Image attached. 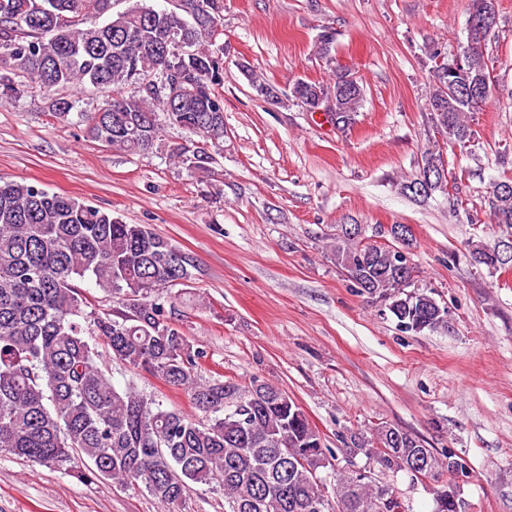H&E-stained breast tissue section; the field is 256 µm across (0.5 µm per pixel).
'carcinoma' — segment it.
<instances>
[{"mask_svg":"<svg viewBox=\"0 0 512 512\" xmlns=\"http://www.w3.org/2000/svg\"><path fill=\"white\" fill-rule=\"evenodd\" d=\"M0 0V100L30 89L90 87L105 93L98 110L81 117L90 138L129 154L160 146L163 125L200 138L188 153L168 150L189 169L209 173L211 149L224 143V0H173L156 10L129 0ZM495 28L473 35L461 74L494 84L486 42ZM336 36L316 42L330 68L328 82L297 79L284 96L277 86L244 69L254 96L306 110L319 96L336 94L331 120L348 129L364 102L361 89L343 88L347 72L336 61ZM433 90L425 103L433 131L447 141L474 142L466 114L491 95L454 91L448 56L432 48ZM165 75L185 89L177 111L151 81ZM73 101L50 103L52 116L69 120ZM492 223L512 228V191L489 192ZM178 247L148 224H127L108 211L38 184L0 179V453L46 467L84 466L95 479L121 486L140 483L164 512H187L192 484L224 494L225 512H406L388 477L417 463L434 489L432 512H454L448 493L459 488L465 464L392 424L373 429L360 446L378 469L336 475L332 486L316 472L337 460L302 408L274 384L252 376L242 382L198 372L204 349L171 323L191 279L192 259L173 258ZM332 253L359 292L383 306L404 331L448 329V307L406 278L402 260L361 236H336ZM500 242L469 244L470 263L498 270ZM92 277L117 306L92 308L78 282ZM139 375L184 392L194 410L167 407L128 384L116 388L99 364L98 341Z\"/></svg>","mask_w":512,"mask_h":512,"instance_id":"carcinoma-1","label":"carcinoma"}]
</instances>
